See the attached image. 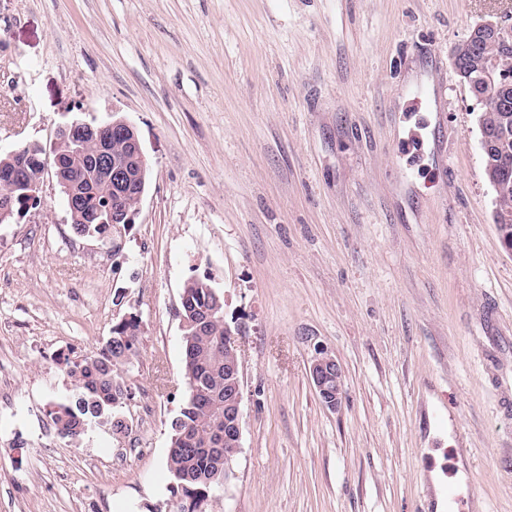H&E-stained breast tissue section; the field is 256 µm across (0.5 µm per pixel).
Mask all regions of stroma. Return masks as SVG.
<instances>
[{"label":"stroma","mask_w":512,"mask_h":512,"mask_svg":"<svg viewBox=\"0 0 512 512\" xmlns=\"http://www.w3.org/2000/svg\"><path fill=\"white\" fill-rule=\"evenodd\" d=\"M512 0H0V154L117 115L151 179L80 236L47 172L0 224V512H173L184 283L209 279L242 374V448L207 512H512V252L458 43ZM430 84L432 103L407 88ZM113 433H47L63 364L130 316ZM343 364L340 412L309 378Z\"/></svg>","instance_id":"obj_1"}]
</instances>
